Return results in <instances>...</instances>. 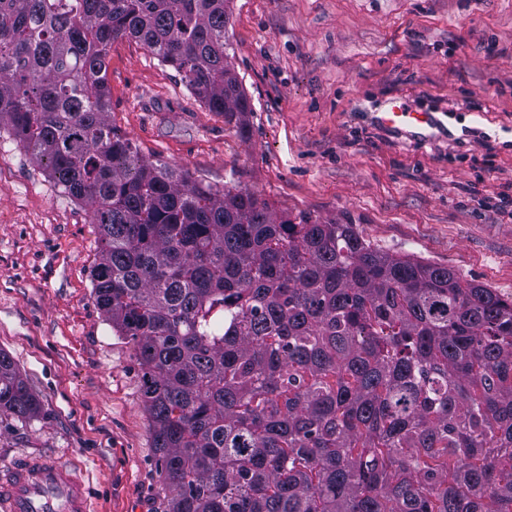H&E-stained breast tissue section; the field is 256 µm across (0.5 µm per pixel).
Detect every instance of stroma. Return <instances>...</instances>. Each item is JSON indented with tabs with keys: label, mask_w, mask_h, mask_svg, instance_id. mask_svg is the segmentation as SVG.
Here are the masks:
<instances>
[{
	"label": "stroma",
	"mask_w": 512,
	"mask_h": 512,
	"mask_svg": "<svg viewBox=\"0 0 512 512\" xmlns=\"http://www.w3.org/2000/svg\"><path fill=\"white\" fill-rule=\"evenodd\" d=\"M247 130L136 40L107 59L110 118L145 158L280 214L355 225L372 247L512 298V0H233ZM428 142L377 126L390 97ZM88 211L0 133V350L42 410L0 411V466L82 467L93 512H165L133 345L99 311Z\"/></svg>",
	"instance_id": "35a3bbf8"
}]
</instances>
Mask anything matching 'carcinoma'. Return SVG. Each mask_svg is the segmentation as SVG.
<instances>
[{"label": "carcinoma", "mask_w": 512, "mask_h": 512, "mask_svg": "<svg viewBox=\"0 0 512 512\" xmlns=\"http://www.w3.org/2000/svg\"><path fill=\"white\" fill-rule=\"evenodd\" d=\"M233 0H0V130L84 205L168 512H512V299L140 155L107 58L140 41L246 126ZM0 411L40 413L0 350Z\"/></svg>", "instance_id": "carcinoma-1"}]
</instances>
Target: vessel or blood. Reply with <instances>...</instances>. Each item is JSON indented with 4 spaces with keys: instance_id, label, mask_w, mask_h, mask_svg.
<instances>
[{
    "instance_id": "obj_1",
    "label": "vessel or blood",
    "mask_w": 512,
    "mask_h": 512,
    "mask_svg": "<svg viewBox=\"0 0 512 512\" xmlns=\"http://www.w3.org/2000/svg\"><path fill=\"white\" fill-rule=\"evenodd\" d=\"M377 125L405 129L426 139L436 118L413 112L401 98H393L385 111L375 113ZM90 499L82 475L49 456L17 458L0 468V512H90Z\"/></svg>"
}]
</instances>
